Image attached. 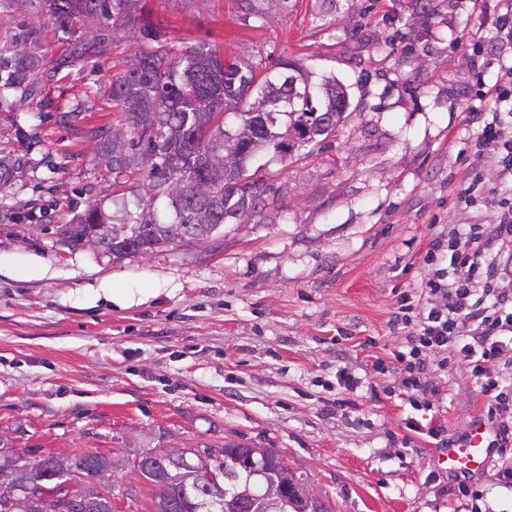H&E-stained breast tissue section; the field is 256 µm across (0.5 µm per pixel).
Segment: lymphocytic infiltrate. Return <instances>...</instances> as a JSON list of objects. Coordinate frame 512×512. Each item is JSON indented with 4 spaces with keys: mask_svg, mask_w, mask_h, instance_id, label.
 Instances as JSON below:
<instances>
[{
    "mask_svg": "<svg viewBox=\"0 0 512 512\" xmlns=\"http://www.w3.org/2000/svg\"><path fill=\"white\" fill-rule=\"evenodd\" d=\"M488 94L491 111L470 113L469 119L480 128L479 143L497 144L494 163L512 176V66L501 71ZM491 201L500 211L498 223L472 224L432 239L424 257L428 272L403 295L402 313L393 320L408 331L396 358L403 366L405 388L416 395L405 428L430 437L439 448L448 445L441 426L418 417L436 409L423 382L436 354L457 360L482 380V415L495 432L493 448L500 453L512 447V426L503 422L504 416H512V383L485 378L489 363L512 367V280L497 256L499 245L512 243V199L495 195ZM466 321L473 331L465 335L460 326Z\"/></svg>",
    "mask_w": 512,
    "mask_h": 512,
    "instance_id": "lymphocytic-infiltrate-1",
    "label": "lymphocytic infiltrate"
}]
</instances>
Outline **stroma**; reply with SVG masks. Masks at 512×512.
Instances as JSON below:
<instances>
[{"mask_svg": "<svg viewBox=\"0 0 512 512\" xmlns=\"http://www.w3.org/2000/svg\"><path fill=\"white\" fill-rule=\"evenodd\" d=\"M432 7L148 0L169 55L204 42L265 69L288 61L335 77L349 94L336 136L267 165L265 206L193 247L116 261L58 242L86 190L104 188L95 135L112 109L100 86L132 44L104 43L40 77L33 112L0 107V154L25 167L0 195V434L69 454L246 443L283 451L334 512H512V485L498 479L512 457L472 476L471 500L434 445L404 428L391 315L423 276L434 233L497 222L491 205L459 204L470 177L512 195L490 161L473 162L478 127L467 119L512 65L494 24L512 0ZM0 13L38 29L59 58L38 0H0ZM33 199L48 210L35 230L13 217ZM116 288L132 302L113 303ZM343 366L363 375L357 392L338 386ZM427 381L436 423L464 435L485 405L480 383L453 360Z\"/></svg>", "mask_w": 512, "mask_h": 512, "instance_id": "obj_1", "label": "stroma"}]
</instances>
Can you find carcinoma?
<instances>
[{
    "label": "carcinoma",
    "instance_id": "cac0c4a2",
    "mask_svg": "<svg viewBox=\"0 0 512 512\" xmlns=\"http://www.w3.org/2000/svg\"><path fill=\"white\" fill-rule=\"evenodd\" d=\"M45 16L59 39L68 44L62 66H76L105 43L109 31L124 30L137 41L154 40L157 32L146 19L132 16L139 0H41ZM92 19L95 29L77 22ZM47 58L39 35L16 27L8 45L0 48V105L6 96L20 95L19 102L33 95L36 77L47 72ZM311 96L297 100L298 111H288V64L263 74L244 59L226 60L206 44L186 47L170 58L158 49H136L126 68L107 79L102 92L112 104L115 119L98 130L94 162L108 193L88 200L75 222L59 227L60 242L82 245L80 226L102 244L106 255L130 258L126 237L143 226L137 248L147 255L173 246H193L208 240L222 226L242 224L248 215L238 214L239 199L226 189L240 181L250 190L254 207L266 203L264 179L257 177L254 161L265 153L284 163L299 149L336 134L344 113H331L320 128L310 119L321 82L308 79ZM255 124L250 144L239 151L231 171L225 170L224 138L241 120ZM22 163L0 160V192L14 187ZM129 225L125 231L122 225ZM21 464L31 472L46 474L53 451L32 455L22 451ZM211 468L224 471V459L237 461L233 474L220 485L226 489L224 512H260L263 486L272 476L281 485L285 512H333L326 500L302 504L296 488L305 483L289 466L281 451L267 448L259 454L245 445L227 443L209 449ZM106 455L87 451L72 457L74 469L65 479L67 494H75L84 480L93 479L100 493L89 512H112V482L105 475ZM156 461L145 456L131 472L139 483L127 497L152 488L158 477ZM248 482L249 498L235 496V485ZM212 497L203 487L190 499L182 488L171 486L169 496L154 503L157 512H192L194 504Z\"/></svg>",
    "mask_w": 512,
    "mask_h": 512
}]
</instances>
